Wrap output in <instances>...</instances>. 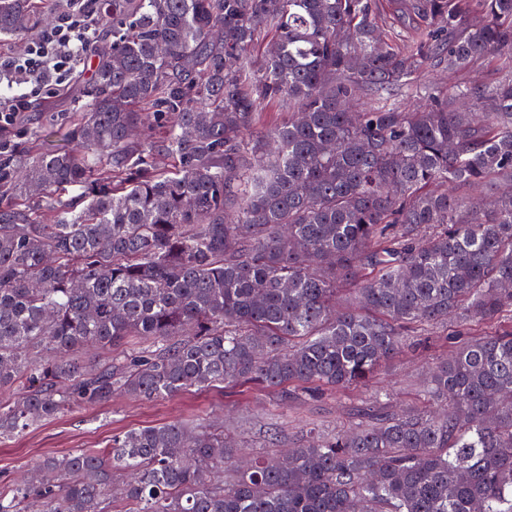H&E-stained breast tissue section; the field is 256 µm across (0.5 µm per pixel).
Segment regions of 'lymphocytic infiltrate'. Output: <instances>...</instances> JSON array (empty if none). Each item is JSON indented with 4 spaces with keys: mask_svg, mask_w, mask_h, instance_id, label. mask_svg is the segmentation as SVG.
<instances>
[{
    "mask_svg": "<svg viewBox=\"0 0 512 512\" xmlns=\"http://www.w3.org/2000/svg\"><path fill=\"white\" fill-rule=\"evenodd\" d=\"M102 16L100 0H69L23 53L0 52V81L16 89L0 103V132L16 125L20 114L28 111L32 95L56 94L74 82L75 65L87 54Z\"/></svg>",
    "mask_w": 512,
    "mask_h": 512,
    "instance_id": "obj_1",
    "label": "lymphocytic infiltrate"
}]
</instances>
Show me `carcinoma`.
I'll list each match as a JSON object with an SVG mask.
<instances>
[{
  "instance_id": "1",
  "label": "carcinoma",
  "mask_w": 512,
  "mask_h": 512,
  "mask_svg": "<svg viewBox=\"0 0 512 512\" xmlns=\"http://www.w3.org/2000/svg\"><path fill=\"white\" fill-rule=\"evenodd\" d=\"M110 2L72 146L0 141V441L115 392L362 385L411 325L472 339L438 411L243 467L222 430L137 429L0 480V512H512V0H391L406 45L377 0ZM52 8L0 0V34ZM264 102L288 121L251 141ZM379 3L384 27L400 32L405 40H411L414 37L415 23L412 20L408 22L407 19L399 18L389 5L388 0H379ZM484 65H475L473 69L466 73L448 75V71L445 68L428 69L421 77V83L436 84L445 88L448 86H457L460 84H470L476 80L490 77L489 72Z\"/></svg>"
}]
</instances>
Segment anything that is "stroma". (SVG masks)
<instances>
[{
    "label": "stroma",
    "mask_w": 512,
    "mask_h": 512,
    "mask_svg": "<svg viewBox=\"0 0 512 512\" xmlns=\"http://www.w3.org/2000/svg\"><path fill=\"white\" fill-rule=\"evenodd\" d=\"M92 69V61H85L79 82L57 95L33 100L18 127L7 132V139L37 151L45 150L51 141L69 143L70 116ZM420 341V347L402 349L384 362L369 385L346 390L314 386L287 397L281 390L248 383L191 389L154 401L116 395L104 405L73 408L0 442V476H20L48 454L103 448L129 430L169 422L221 426L239 458L245 459L270 448L288 451L310 428L330 437L353 427L358 409L371 403L378 390L387 392L391 409L425 410L429 407L426 382L452 345L442 326L428 328Z\"/></svg>",
    "instance_id": "35a3bbf8"
}]
</instances>
